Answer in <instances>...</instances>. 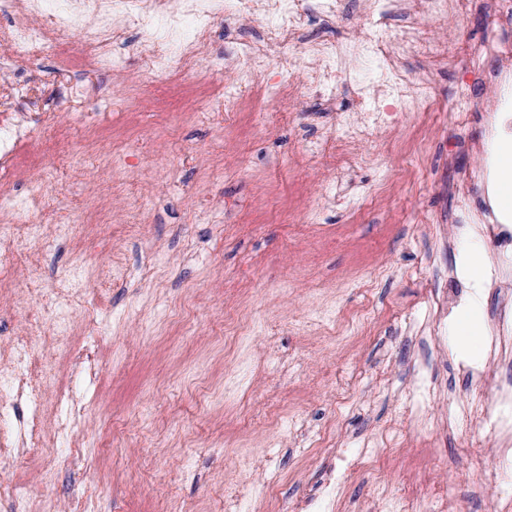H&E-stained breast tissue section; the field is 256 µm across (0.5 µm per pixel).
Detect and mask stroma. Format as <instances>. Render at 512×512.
Returning <instances> with one entry per match:
<instances>
[{"label":"stroma","mask_w":512,"mask_h":512,"mask_svg":"<svg viewBox=\"0 0 512 512\" xmlns=\"http://www.w3.org/2000/svg\"><path fill=\"white\" fill-rule=\"evenodd\" d=\"M371 25L363 0H341L330 20L310 8L305 41L335 43L347 72L331 110L306 81L312 59L297 52L287 75L254 71L253 91L226 120L220 95L247 67L237 39L262 32L256 17L239 31L216 21L223 70L201 61L165 87L145 77L137 56L113 73L76 42L0 67V122L22 133L0 164V193L21 192L57 163L64 203L88 229L54 240L39 262L81 268L69 341L100 356L73 394L86 411L68 461L53 463L47 447L0 449V512L2 493L16 486L28 490L29 512L78 493L94 498L95 512H225L253 483L276 492L257 512H298L336 468L337 512H372L378 496L422 486L451 495L453 512H494L500 491H512V457L498 455L493 429L451 423L458 404L482 391L469 369L497 366L496 318L512 319V253L486 242L480 224L449 221L456 167L474 176L473 210L496 205V163L472 152L488 135L481 89L468 122L458 116L462 81L490 63L451 52L433 68L401 55L400 73L430 80L435 97L397 110L381 102L392 121L364 143L348 200L336 203L337 173L309 147L385 76V58L362 50ZM283 77L284 99L262 95ZM63 127L110 144L111 185L72 174L54 146ZM128 179L153 202L135 236L124 222ZM116 249L132 274L115 284L100 269ZM472 253L485 260L479 283L465 271ZM474 300L489 339L478 359L449 341ZM50 302L30 297L23 268L0 276V363L32 308ZM366 304L374 322L351 341H329L322 321ZM35 355L56 372L42 392L49 437L74 366L51 336ZM476 451L494 463L499 486L472 469Z\"/></svg>","instance_id":"35a3bbf8"}]
</instances>
